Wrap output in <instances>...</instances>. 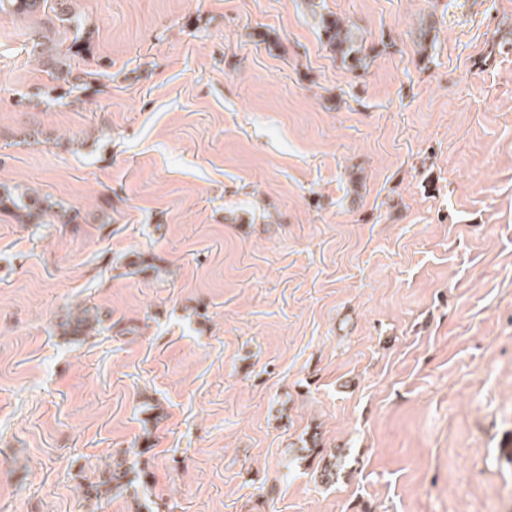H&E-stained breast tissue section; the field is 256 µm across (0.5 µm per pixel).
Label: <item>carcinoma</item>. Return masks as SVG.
Instances as JSON below:
<instances>
[{"label": "carcinoma", "mask_w": 512, "mask_h": 512, "mask_svg": "<svg viewBox=\"0 0 512 512\" xmlns=\"http://www.w3.org/2000/svg\"><path fill=\"white\" fill-rule=\"evenodd\" d=\"M43 0H9L11 11L17 15H30L37 12ZM309 13L320 33L325 39L328 49L334 54L341 65L349 70L365 69L370 62V55L364 45L365 37L362 30L352 22L328 12H323L321 0H305ZM87 38L78 35L66 49L60 50L40 41L33 44V51L45 58L44 65L51 71V76L59 81L57 88L68 95L71 89V59L81 54ZM15 209L21 212L28 224H42L50 216L64 224H78L82 217L76 210H68L63 205L39 195L32 188H8L0 185V210ZM99 325L98 316L85 308L74 316L67 328L81 333H88ZM127 471H114L102 485H110L118 493L132 485L127 479Z\"/></svg>", "instance_id": "cac0c4a2"}]
</instances>
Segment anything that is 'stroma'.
<instances>
[{
  "mask_svg": "<svg viewBox=\"0 0 512 512\" xmlns=\"http://www.w3.org/2000/svg\"><path fill=\"white\" fill-rule=\"evenodd\" d=\"M324 7L367 69L304 0H73L62 100L0 11V185L82 216L0 211V512H512V0ZM323 0H305L309 13L328 49L336 60L349 70L367 69L370 55L364 45L362 30L353 22L328 12H323Z\"/></svg>",
  "mask_w": 512,
  "mask_h": 512,
  "instance_id": "35a3bbf8",
  "label": "stroma"
}]
</instances>
